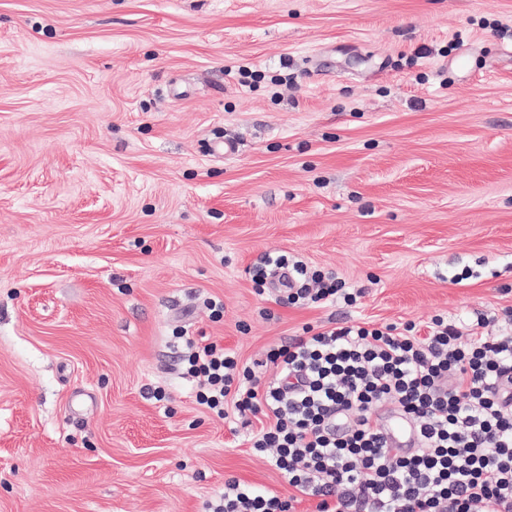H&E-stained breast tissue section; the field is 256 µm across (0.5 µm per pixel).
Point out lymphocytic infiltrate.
Segmentation results:
<instances>
[{"label": "lymphocytic infiltrate", "instance_id": "f902f5d3", "mask_svg": "<svg viewBox=\"0 0 512 512\" xmlns=\"http://www.w3.org/2000/svg\"><path fill=\"white\" fill-rule=\"evenodd\" d=\"M279 269L290 274L289 304L357 301L335 272L282 254L263 256L256 286ZM499 323L494 336L482 316L463 327L434 316L425 336L411 321L307 324L268 353L270 382L223 346L188 340L198 403L220 419L228 401L262 414L252 446L292 489L283 497L231 479L212 512H296L305 496L315 512H512L511 307ZM388 401L418 432L411 454L388 448L373 417Z\"/></svg>", "mask_w": 512, "mask_h": 512}]
</instances>
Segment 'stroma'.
I'll return each instance as SVG.
<instances>
[{
  "instance_id": "35a3bbf8",
  "label": "stroma",
  "mask_w": 512,
  "mask_h": 512,
  "mask_svg": "<svg viewBox=\"0 0 512 512\" xmlns=\"http://www.w3.org/2000/svg\"><path fill=\"white\" fill-rule=\"evenodd\" d=\"M267 253L364 295L279 303ZM506 306L512 0H0V512L288 494L186 338Z\"/></svg>"
}]
</instances>
